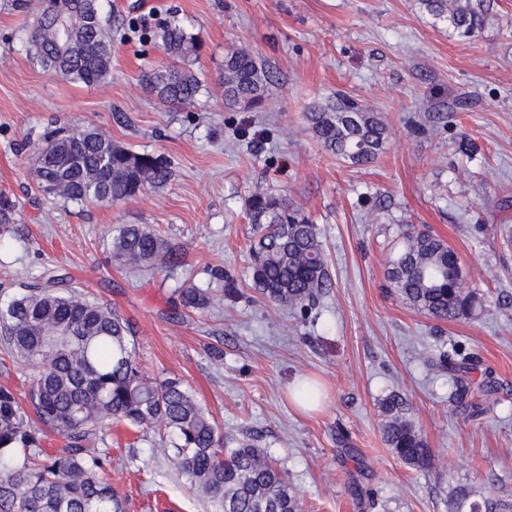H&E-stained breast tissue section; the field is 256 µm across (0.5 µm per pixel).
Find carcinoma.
Segmentation results:
<instances>
[{
    "instance_id": "1",
    "label": "carcinoma",
    "mask_w": 512,
    "mask_h": 512,
    "mask_svg": "<svg viewBox=\"0 0 512 512\" xmlns=\"http://www.w3.org/2000/svg\"><path fill=\"white\" fill-rule=\"evenodd\" d=\"M495 0H420L426 11L448 22L452 33L474 37L488 24ZM64 19L66 30L57 20ZM169 63L144 74L147 89L167 108L194 104L202 81L190 68L201 41L178 21L156 34ZM30 59L66 79L93 85L112 73V20L101 0H40L26 38ZM224 104L244 111L267 104L273 72L249 52L231 45L220 77ZM307 130L339 160L365 165L384 149L388 128L376 112L340 92L306 113ZM34 147L35 176L42 192L65 202L133 199L166 185L171 161L155 153L119 146L96 128L59 127ZM254 237L248 269L254 288L268 302L305 312L332 287L320 230L311 217L281 194L259 191L247 202ZM112 260L135 274L176 264L177 250L146 224H120L112 234ZM224 294L239 295L238 279L214 267ZM390 287L417 311L441 321L470 318L480 301L469 289L454 251L438 235L409 228L386 270ZM186 309L204 310L206 288L178 289ZM0 346L31 370L32 419L14 391L0 388V512H125L103 473L109 451L98 447L106 427L122 422L157 429L171 438L181 475L206 499L211 512H303L301 497L264 450L253 442L224 447V434L195 395L176 379L143 373L126 321L112 307L81 297L67 277L0 301ZM440 367L455 385V406L475 418L489 410L494 383L473 382L472 359L442 354ZM384 436L394 456L423 469L433 456L407 419L400 402L383 403ZM62 448H43L47 434ZM448 512H512V504L457 485Z\"/></svg>"
}]
</instances>
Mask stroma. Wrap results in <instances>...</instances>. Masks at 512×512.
Listing matches in <instances>:
<instances>
[{"label": "stroma", "mask_w": 512, "mask_h": 512, "mask_svg": "<svg viewBox=\"0 0 512 512\" xmlns=\"http://www.w3.org/2000/svg\"><path fill=\"white\" fill-rule=\"evenodd\" d=\"M38 0H0V299L53 275L129 321L146 375L176 378L224 431L254 440L280 467L304 512H448L459 484L512 496V0L478 36L453 35L420 0H109L112 74L85 85L33 64L25 34ZM179 20L197 35L193 64L207 88L195 104L164 108L143 72L167 58L155 35ZM238 44L275 73L267 112L228 108L224 49ZM344 91L380 113L389 139L373 162L329 157L304 115ZM95 127L135 151L169 157L164 188L116 205L43 194L26 142L48 124ZM274 189L321 233L332 288L307 314L252 288L247 201ZM146 224L173 243L177 265L131 276L110 261L111 230ZM441 236L483 307L445 322L406 304L386 279L406 225ZM237 276L228 298L208 275ZM191 282L214 302L181 313ZM458 349L471 377L497 392L480 419L456 409L447 373L428 365ZM324 401L306 414L289 398L299 379ZM404 415L434 451L416 470L383 436L382 403ZM105 444V479L130 512H207L171 459L169 441L122 423Z\"/></svg>", "instance_id": "35a3bbf8"}]
</instances>
